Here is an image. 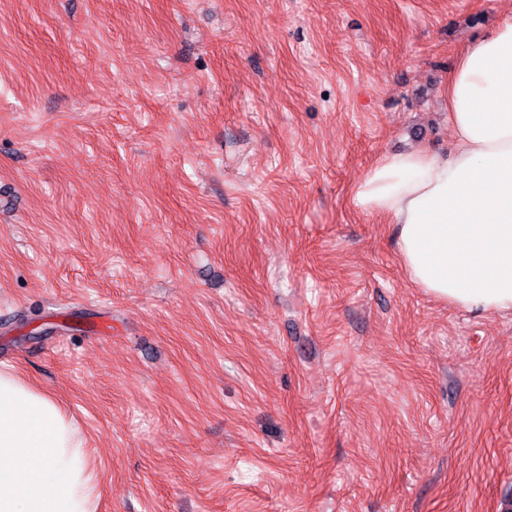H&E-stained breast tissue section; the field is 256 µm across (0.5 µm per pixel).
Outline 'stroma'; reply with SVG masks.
<instances>
[{
	"label": "stroma",
	"instance_id": "35a3bbf8",
	"mask_svg": "<svg viewBox=\"0 0 512 512\" xmlns=\"http://www.w3.org/2000/svg\"><path fill=\"white\" fill-rule=\"evenodd\" d=\"M512 0H0V367L98 512H512V313L417 288L353 185L446 151Z\"/></svg>",
	"mask_w": 512,
	"mask_h": 512
}]
</instances>
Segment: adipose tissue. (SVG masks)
<instances>
[{"label":"adipose tissue","mask_w":512,"mask_h":512,"mask_svg":"<svg viewBox=\"0 0 512 512\" xmlns=\"http://www.w3.org/2000/svg\"><path fill=\"white\" fill-rule=\"evenodd\" d=\"M447 153L374 163L354 206L388 218L410 281L466 311L512 312V16L448 76ZM85 439L53 395L0 369V512H97Z\"/></svg>","instance_id":"ef3b65f1"}]
</instances>
